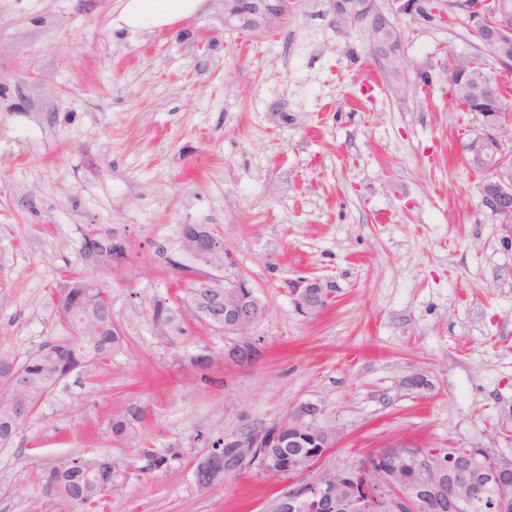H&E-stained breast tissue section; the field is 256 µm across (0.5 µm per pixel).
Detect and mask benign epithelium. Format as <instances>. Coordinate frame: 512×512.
Masks as SVG:
<instances>
[{"mask_svg":"<svg viewBox=\"0 0 512 512\" xmlns=\"http://www.w3.org/2000/svg\"><path fill=\"white\" fill-rule=\"evenodd\" d=\"M234 14L250 17L251 27L257 29L272 28V20L280 19L288 12L289 0H228ZM363 13L357 15L358 23L379 34L394 26L388 16L373 8L367 0L362 5ZM470 16L474 22V33L484 49L498 47L512 42V5L507 0H477L470 6ZM512 133V109L495 112L491 118H479V124L471 130L466 150L474 164L484 162L493 156L490 170L492 174L481 180L480 193L483 206L499 224L504 243L512 245V149L504 147L502 137ZM194 252L203 249L213 254L216 259H224V265L215 266L224 271V285L215 283L214 278L206 281L209 288L222 287L224 293L217 297L216 312L213 317L218 324L224 325V335L230 341L224 346V361L240 368L250 367L260 350V340L251 338L252 349L243 350L242 333H250L259 320L263 304L251 281L239 272L232 271L236 260L224 245V240L211 230L194 238ZM325 285L319 278H302L288 283V292L294 307L305 315L319 312ZM320 409L312 403H300L291 409L290 419L294 423H315ZM283 426L275 422L256 431L248 430L233 439L230 455L240 460L238 464L219 466L216 472L215 489L237 479L245 462L261 461L264 466H271L267 458H259L257 448H268L279 442Z\"/></svg>","mask_w":512,"mask_h":512,"instance_id":"obj_1","label":"benign epithelium"}]
</instances>
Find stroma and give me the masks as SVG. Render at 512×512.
Wrapping results in <instances>:
<instances>
[{
  "instance_id": "obj_1",
  "label": "stroma",
  "mask_w": 512,
  "mask_h": 512,
  "mask_svg": "<svg viewBox=\"0 0 512 512\" xmlns=\"http://www.w3.org/2000/svg\"><path fill=\"white\" fill-rule=\"evenodd\" d=\"M124 4L0 0V363L57 336L55 296L91 268L88 226L129 254L112 274L123 347L61 379L0 447V512H83L44 494V469L146 445L166 466L95 512H271L288 479L253 467L204 492L193 461L300 402L340 436L329 467L394 445L512 457V249L467 163L477 116L448 66L486 61L507 91L512 69L487 62L464 0H427L424 17L374 0L402 34L405 95L333 0H293L268 31L224 0L134 31ZM188 224L223 237L265 306L250 369L225 364L223 332L171 341L152 319L193 262ZM304 277L333 290L308 317L288 294ZM132 402L145 418L113 434Z\"/></svg>"
}]
</instances>
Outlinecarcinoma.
I'll return each mask as SVG.
<instances>
[{"label":"carcinoma","mask_w":512,"mask_h":512,"mask_svg":"<svg viewBox=\"0 0 512 512\" xmlns=\"http://www.w3.org/2000/svg\"><path fill=\"white\" fill-rule=\"evenodd\" d=\"M468 66V60L457 58L448 66L451 96L457 105L474 102L483 92L481 73L474 70L471 78L460 83L455 71ZM84 252L98 269L91 276L92 288L97 295L93 314L83 325V335H73L76 320L70 310L62 305L55 308L57 324L62 334L44 342L35 354L15 368L19 386L15 390L0 392V446L7 445L13 436L36 411L46 393L78 368L103 363L122 345V333L112 323L111 303L105 296L112 295L109 274L127 259L126 249L110 228L90 227L84 234ZM180 279L187 284L185 297L176 306L160 299L154 303L152 317L175 339L192 333L181 313L186 305L190 314L206 326L209 319L199 313V304L209 299L211 289L204 286L205 271L182 263L176 264ZM145 409L129 404L123 414L112 420V431L122 432L132 422L143 417ZM281 448H268L275 457L279 469L275 474L294 478V488L301 493L304 487V471L318 465L332 452V434L317 425L291 424ZM143 465L138 467L139 478L162 467L166 457L152 448L138 451ZM400 456L402 465L395 486L388 484L385 468L392 464L394 456ZM464 456L468 467L459 471L452 467L426 475L420 464L426 460L443 459L447 462ZM503 455L492 448H413L401 447L370 452L355 464H344L328 469L327 476L336 480V503L329 498L303 497L298 512H359L363 506L372 512H512V484L501 480L495 468ZM131 464L112 457L95 459L88 457L86 468L64 470L51 466L47 472L59 473L57 488L51 497L90 509L97 505L105 493L101 484L116 485L128 479Z\"/></svg>","instance_id":"cac0c4a2"}]
</instances>
